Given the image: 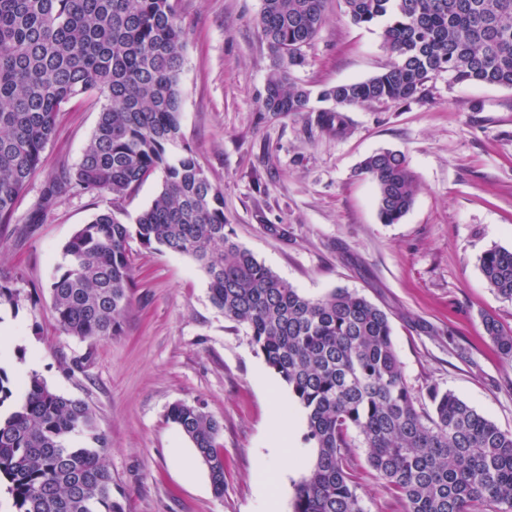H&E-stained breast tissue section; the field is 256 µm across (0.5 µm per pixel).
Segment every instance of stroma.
<instances>
[{
	"label": "stroma",
	"mask_w": 512,
	"mask_h": 512,
	"mask_svg": "<svg viewBox=\"0 0 512 512\" xmlns=\"http://www.w3.org/2000/svg\"><path fill=\"white\" fill-rule=\"evenodd\" d=\"M187 31L182 73L183 143L224 190L228 231L302 294L345 288L384 309L418 405L431 389L454 392L512 432V362L483 329L491 314L512 328V301L485 281L481 254L512 249V89L426 84L405 101L341 107L345 128H322V89L361 81L389 62L380 25H353L343 0L325 21L295 80L311 93L307 111L273 114L261 99L273 59L257 26L262 0H173ZM100 105L87 97L61 113L43 163L0 228V284L17 292L0 305L16 365L39 355L37 373L54 391L85 401L107 435L112 497L124 512H262L256 465L273 400L287 385L225 319L191 258L133 246L135 286L119 334L97 341L64 334L48 283L62 247L111 207L110 195L62 198L42 223H28L60 166H76ZM402 152L420 191L411 210L385 224L376 186L359 171L367 156ZM202 405L223 424V496L167 417L171 404ZM366 512H406L367 461L348 452Z\"/></svg>",
	"instance_id": "1"
}]
</instances>
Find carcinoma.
<instances>
[{
  "label": "carcinoma",
  "mask_w": 512,
  "mask_h": 512,
  "mask_svg": "<svg viewBox=\"0 0 512 512\" xmlns=\"http://www.w3.org/2000/svg\"><path fill=\"white\" fill-rule=\"evenodd\" d=\"M355 25L383 23L391 61L376 75L320 93L338 105L407 101L442 73L450 84L512 89V0H343ZM327 0H262L258 27L273 57L266 112L307 109L310 92L293 77L320 29ZM187 33L172 0H0V224L43 162L57 118L76 99L102 101L96 129L74 168L46 185L32 224L78 191L112 195V209L81 225L62 247L49 291L62 332L100 340L121 331L131 304V242L190 257L224 317L246 326L252 344L306 415L316 453L295 487L292 512H365L348 472L358 443L406 512H512V432L450 391L416 408L391 339L387 313L347 289L301 294L239 245L224 216V190L194 150L180 145L183 49ZM360 172L377 187L386 224L412 207L419 186L406 157L382 151ZM161 187L134 223L120 200L152 176ZM480 270L512 300V250L493 247ZM485 335L512 360V329L483 317ZM0 478L17 512H123L112 499L108 439L89 405L52 390L37 373L11 387L0 369ZM168 418L224 494L223 424L196 404Z\"/></svg>",
  "instance_id": "carcinoma-1"
}]
</instances>
